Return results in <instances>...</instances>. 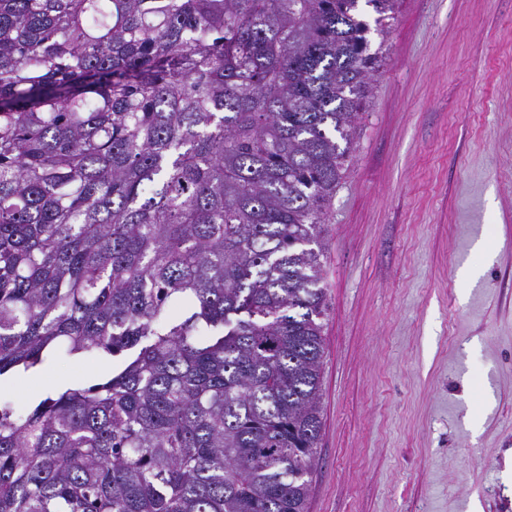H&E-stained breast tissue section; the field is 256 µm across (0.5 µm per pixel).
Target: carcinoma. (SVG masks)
<instances>
[{"instance_id": "1", "label": "carcinoma", "mask_w": 512, "mask_h": 512, "mask_svg": "<svg viewBox=\"0 0 512 512\" xmlns=\"http://www.w3.org/2000/svg\"><path fill=\"white\" fill-rule=\"evenodd\" d=\"M361 1L0 0V512H307ZM111 372L112 358L90 365L73 358H64L53 362L46 371L35 376L40 387L38 394L31 389L26 391L19 389L16 385L18 378L21 377L19 375V377L16 376L12 379L2 380L0 383V399L2 398V400L10 402L14 409L23 411L50 389L73 382L91 384L97 379L109 375Z\"/></svg>"}]
</instances>
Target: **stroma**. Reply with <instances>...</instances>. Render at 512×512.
Returning a JSON list of instances; mask_svg holds the SVG:
<instances>
[{"instance_id": "35a3bbf8", "label": "stroma", "mask_w": 512, "mask_h": 512, "mask_svg": "<svg viewBox=\"0 0 512 512\" xmlns=\"http://www.w3.org/2000/svg\"><path fill=\"white\" fill-rule=\"evenodd\" d=\"M369 39L386 58L325 224L307 510L512 512V0H404Z\"/></svg>"}]
</instances>
